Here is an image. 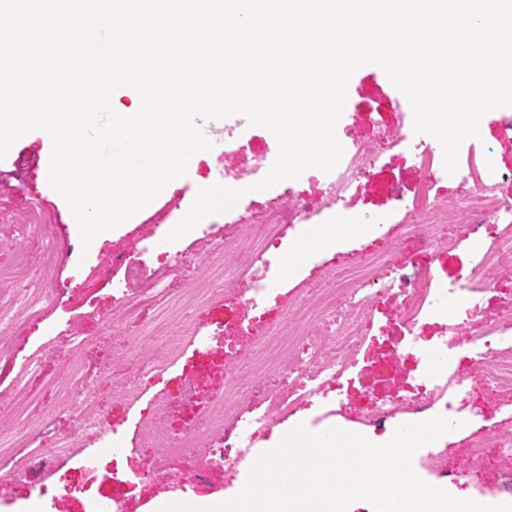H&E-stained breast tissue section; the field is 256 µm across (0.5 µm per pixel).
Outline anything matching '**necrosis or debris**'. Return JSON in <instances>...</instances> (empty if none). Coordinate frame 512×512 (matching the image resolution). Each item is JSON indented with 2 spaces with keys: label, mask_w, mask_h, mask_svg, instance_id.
Listing matches in <instances>:
<instances>
[{
  "label": "necrosis or debris",
  "mask_w": 512,
  "mask_h": 512,
  "mask_svg": "<svg viewBox=\"0 0 512 512\" xmlns=\"http://www.w3.org/2000/svg\"><path fill=\"white\" fill-rule=\"evenodd\" d=\"M412 151L423 182L408 196L395 191L393 201L402 215L403 226L422 242L424 253L414 274L404 273L386 254L369 253L348 270L337 272L332 288L315 297L300 298L288 311L285 331L270 339L265 356L271 366L289 378L290 384L286 390L268 395V407L263 412L249 416L236 412L223 390L201 392L196 380L186 377L182 386L184 398L190 402L205 399L207 416L193 429L177 435L166 431L162 418L142 421L141 437L155 450L140 471L143 486H150L154 474L181 449L202 445L207 446V455L193 468L171 472V488L186 489L216 469L236 472L246 462L260 429L283 422L303 406L327 400L332 387L340 386L369 335L373 311L384 299L394 303L401 328L410 333L407 345L417 350L427 371L411 400L376 402L369 416L370 424L386 422L402 412L411 414L418 423L442 414L452 415L455 401L479 385L512 391V306L499 319L485 322L480 331H471L469 320L480 307L484 287L469 276L452 285L444 284L432 268L433 255L443 246L435 234L438 225L463 224L474 234L498 218L512 217V199L498 193L502 182L512 181V170H502L486 154L471 152L459 157L458 170L471 189L463 198L445 203L430 193L433 182L446 175L441 152L422 141L413 144ZM381 156L378 146L357 145L327 173L321 196L289 192L287 197L263 209V237L243 241L238 234H225L223 241L211 245L200 257V264L214 271L236 272L238 249L247 245L250 251L264 256L250 276L254 296H261L283 274L282 266L271 259L273 252L283 248L280 225L297 224L310 214L322 212L330 215L329 223L317 227L322 237H331L340 224L360 225V218L351 219L345 214L344 202L352 186L366 178ZM116 264L123 275L116 280L113 292L126 308L137 309L147 297L168 292L162 277L153 275L131 256L117 259ZM59 300L58 291L33 285L32 269L25 259L0 264L1 335L20 324L43 322ZM425 317L443 322L447 335L422 347L413 331ZM153 335V327H145L138 341L140 377L145 381L163 365L172 363L184 345L181 337L172 336L156 351L151 346ZM451 335L475 346L467 364L449 360L447 338ZM65 337L69 350L61 375L51 376L44 371L47 359L57 353L55 342L49 339L21 360L9 363L13 384L11 408L0 417V491L14 486L21 476L28 477L34 485H43L44 471L59 462L82 473H96L100 459L87 455V448L94 444L103 448L122 445L105 414L91 403L96 387L111 384V367L88 369L83 355L88 339L79 324H72ZM36 383L66 399L73 413V425L67 432L52 436L47 445L27 451L20 432L35 403L32 386ZM504 457H512V432L496 427L465 448L458 466L471 471L479 463Z\"/></svg>",
  "instance_id": "obj_1"
}]
</instances>
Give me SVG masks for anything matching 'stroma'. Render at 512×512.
Instances as JSON below:
<instances>
[{"mask_svg":"<svg viewBox=\"0 0 512 512\" xmlns=\"http://www.w3.org/2000/svg\"><path fill=\"white\" fill-rule=\"evenodd\" d=\"M341 119L336 136L345 145L355 140L377 141L383 128L400 126L402 117L395 91L381 67L369 64L355 71L348 83ZM234 125L231 118L220 126L211 119L199 120V128L208 131L215 141L233 139L239 146L238 152L225 157L214 149L196 153L189 161L184 179L169 183L147 207L117 228L99 234L87 248L81 243L78 225L67 203L49 186L47 169L34 164L35 159L50 155L49 135L34 130L13 145L0 160V170L6 174L0 181V222L14 225L15 230L0 237V263L13 262L23 255L38 258L41 240L25 227L28 216L37 215L46 231L58 234L62 244L60 263L53 271L39 274L38 280L40 284L61 289L62 294L59 307L49 313L41 325H30L15 333L12 354L23 355L44 339L46 332L60 335L66 325L75 320L90 339L85 349L89 363L111 365L115 379L136 380L139 362L129 339L138 334L145 323L156 319L158 309L152 301H145L126 316L118 332L103 333L102 323L110 312L113 298V281L120 274L110 263L112 256L138 247L149 268L173 269L170 289L176 292L187 284L201 283L198 263L208 250L209 242L202 233L192 231L168 246L163 243L155 224L163 220L168 227H175L188 212L199 188L223 183L225 171L245 172L246 177L239 185L246 193L236 208L245 225L256 234L262 229L263 205L286 194L288 189H300L312 195L322 193L323 178L312 179L305 173L267 190L253 191V184L261 181L273 165L278 144L266 128L248 125L239 134ZM484 150L492 154L500 168L512 169V138L501 134L499 114L494 110L483 116L479 138L466 140L460 148L464 154ZM418 181L419 172L411 150L406 147L387 150L372 170L369 185L352 188L345 212L350 216L386 213L393 188L407 191ZM439 234L460 241L456 248L435 253L434 267L439 279L453 281L462 270L481 277L480 254L466 242L465 226L446 224ZM390 249L394 250L396 262L403 271L412 273L422 249L421 242L415 237L402 236L397 223L392 222L371 225L368 233L353 238L342 236L333 241H315L307 258L286 272L279 284L267 291L260 305L252 304L246 277H239L234 283L216 282L210 301L190 313L192 327L200 339L188 344L177 362L162 367L149 383L141 385L135 400L113 399L106 387L96 391L95 403L110 420L123 447L114 455L102 450V463L93 479L91 496L100 499L119 496L126 512H159L163 501L206 500L240 493L250 475L246 465L232 474L212 472L201 483L182 492L172 491L161 477L155 479L149 491H142L139 471L150 451L139 444L140 419L152 411L156 400L162 399L169 406L167 423L172 433H180L201 422L202 403L189 405L181 399V383L186 374H195L204 391L223 386L227 362L234 359L239 366H247L266 336L278 326L294 298L324 286L327 269L350 266L364 253ZM399 334L393 303L381 301L373 316L371 333L355 368L343 381L340 396L322 405L300 408L275 428L260 433L252 449L253 455L273 450L299 425L312 433L338 428L380 442L389 441L396 427L408 424V414L398 415L379 432L367 424L371 407L382 399L410 398L421 369L417 356L409 349L400 348ZM397 353L402 356V364L394 371L390 364ZM48 416L52 417L53 429L58 433L66 432L73 423L60 396L42 390L26 428L34 443L43 442V421ZM458 420L459 428L435 442L443 454L442 469L430 467L426 448H419L413 455L415 473L430 485L440 488L447 485L448 472L463 449L486 428L500 424L512 428V393L493 386L478 388L471 393ZM34 507L39 512H84L85 501L61 491L53 497L41 494L26 477L0 493V512H30Z\"/></svg>","mask_w":512,"mask_h":512,"instance_id":"35a3bbf8","label":"stroma"}]
</instances>
